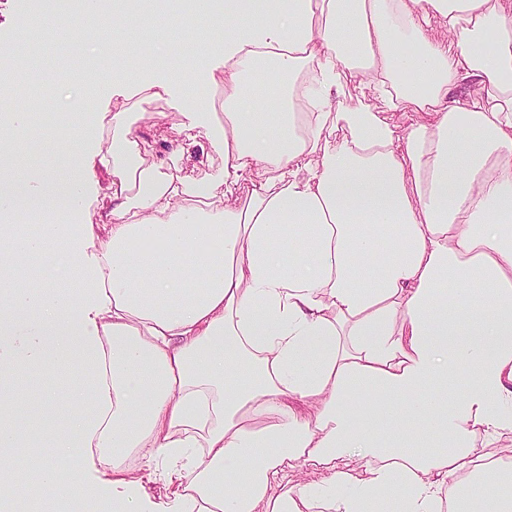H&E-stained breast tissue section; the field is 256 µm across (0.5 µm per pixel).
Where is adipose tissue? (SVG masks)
<instances>
[{
	"label": "adipose tissue",
	"mask_w": 512,
	"mask_h": 512,
	"mask_svg": "<svg viewBox=\"0 0 512 512\" xmlns=\"http://www.w3.org/2000/svg\"><path fill=\"white\" fill-rule=\"evenodd\" d=\"M223 49L224 153L207 181L142 167L131 114L97 162L106 242L67 221L92 176H6L36 127L0 113V505L26 485L115 512H512L490 446L512 432V17L502 0H186ZM448 28L434 39L433 21ZM474 77L469 99L448 90ZM278 82L275 106L256 91ZM384 111L332 110V88ZM412 111L394 119L402 104ZM61 223L26 232L39 212ZM75 288L26 287L31 256ZM49 370L53 405L29 385ZM443 394L437 404L418 393ZM66 413L55 427L50 413ZM49 440L70 468L30 470ZM184 458L171 504L130 456ZM359 457L362 470L344 465ZM323 484L283 488L288 471ZM464 474L469 487L449 484Z\"/></svg>",
	"instance_id": "obj_1"
}]
</instances>
